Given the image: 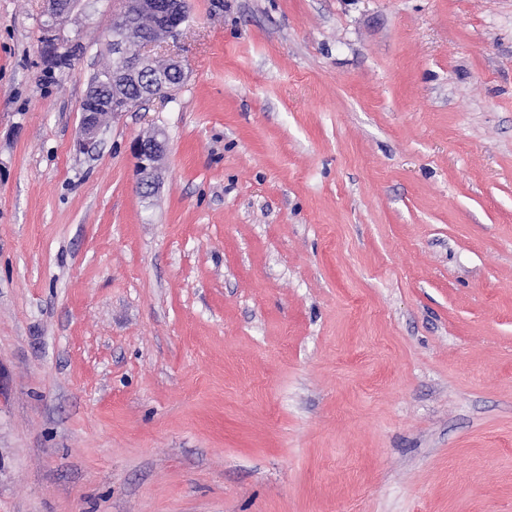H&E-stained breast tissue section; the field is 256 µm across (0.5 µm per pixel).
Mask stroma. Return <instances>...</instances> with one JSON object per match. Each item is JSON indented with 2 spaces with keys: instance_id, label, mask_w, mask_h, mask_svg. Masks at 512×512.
Returning <instances> with one entry per match:
<instances>
[{
  "instance_id": "35a3bbf8",
  "label": "stroma",
  "mask_w": 512,
  "mask_h": 512,
  "mask_svg": "<svg viewBox=\"0 0 512 512\" xmlns=\"http://www.w3.org/2000/svg\"><path fill=\"white\" fill-rule=\"evenodd\" d=\"M119 8L0 0V512H512V0H189L79 153ZM49 6V17L52 20L51 24L45 25L42 32V42L45 44L48 57L54 60L58 57L64 56L65 52L62 51L64 43L61 39L59 28L64 20L76 7L78 0H46ZM137 160L140 175L137 187L141 194L149 196L156 188L158 171L166 151V139L162 131L135 140L131 146Z\"/></svg>"
}]
</instances>
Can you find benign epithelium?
<instances>
[{
	"mask_svg": "<svg viewBox=\"0 0 512 512\" xmlns=\"http://www.w3.org/2000/svg\"><path fill=\"white\" fill-rule=\"evenodd\" d=\"M78 0H47L51 23L45 25L42 42L48 57L54 60L64 56L63 40L58 25L76 7ZM119 24L112 26V98L92 100L84 97L81 107L78 147L88 151L99 141L106 124L104 111L116 117L130 111L143 100L154 96H170L185 79L177 53L171 50L182 32L187 0H124ZM148 15L155 20L156 33L141 40L135 51H130L126 30L136 25L137 19ZM139 90V97L129 98L130 87ZM140 175L137 187L149 196L156 188L158 171L166 151V139L161 131L135 140L131 146Z\"/></svg>",
	"mask_w": 512,
	"mask_h": 512,
	"instance_id": "obj_1",
	"label": "benign epithelium"
}]
</instances>
